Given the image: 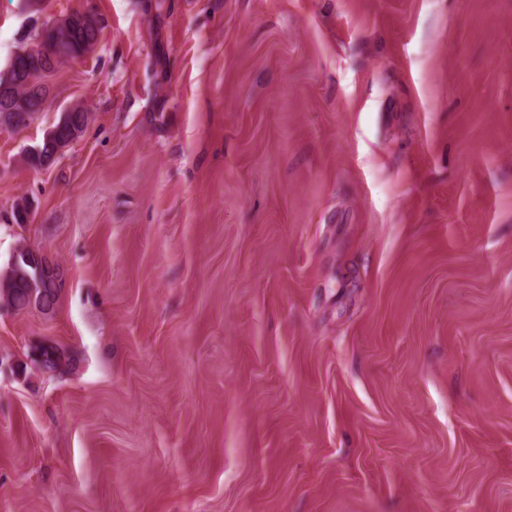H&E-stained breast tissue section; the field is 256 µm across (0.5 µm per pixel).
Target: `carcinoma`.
I'll return each mask as SVG.
<instances>
[{
    "label": "carcinoma",
    "mask_w": 512,
    "mask_h": 512,
    "mask_svg": "<svg viewBox=\"0 0 512 512\" xmlns=\"http://www.w3.org/2000/svg\"><path fill=\"white\" fill-rule=\"evenodd\" d=\"M101 33L100 20L93 13L75 12L47 22L21 46L9 68L0 71V85L8 87L10 101L0 107V127L27 125L44 104L48 88L44 79L56 71L50 61L80 59L94 52ZM89 113L77 106L63 113L41 145L29 152L27 161L34 167L51 164L60 151L85 130ZM17 261L0 269V304L17 312H54L65 278L61 266L46 256L36 255L25 246L15 253ZM73 358L63 346L47 344L30 359L39 372L60 375L72 366Z\"/></svg>",
    "instance_id": "carcinoma-1"
}]
</instances>
